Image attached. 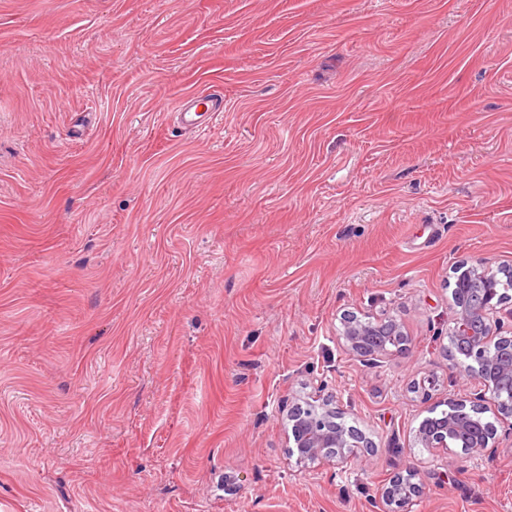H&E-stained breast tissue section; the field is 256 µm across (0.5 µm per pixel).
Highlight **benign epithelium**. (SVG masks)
Returning a JSON list of instances; mask_svg holds the SVG:
<instances>
[{"mask_svg":"<svg viewBox=\"0 0 512 512\" xmlns=\"http://www.w3.org/2000/svg\"><path fill=\"white\" fill-rule=\"evenodd\" d=\"M500 270L481 261L463 270L458 279L494 281ZM455 315L448 335L462 346L458 364L473 381L475 396L484 399L501 395L498 379L512 378V336L500 335L498 314L504 299L487 288L477 298L452 296ZM343 339L346 349L357 356L382 358L390 354L389 343L404 349L410 340L400 322L392 317L375 318L349 313L343 318ZM479 425L466 415L450 414L435 429L419 430L417 440L425 448L449 449L448 438L463 435L469 438L466 451L481 455L493 453L495 430L490 427L476 436ZM288 431L296 449V465L305 467L319 463L344 469L361 458L370 448L366 436L342 421L335 401L318 391L312 392L288 411ZM418 473L407 471L391 481L382 492L384 512H411L414 498L421 493L416 482Z\"/></svg>","mask_w":512,"mask_h":512,"instance_id":"benign-epithelium-1","label":"benign epithelium"}]
</instances>
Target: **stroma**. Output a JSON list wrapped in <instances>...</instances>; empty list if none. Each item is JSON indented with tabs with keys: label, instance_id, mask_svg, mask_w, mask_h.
<instances>
[{
	"label": "stroma",
	"instance_id": "obj_1",
	"mask_svg": "<svg viewBox=\"0 0 512 512\" xmlns=\"http://www.w3.org/2000/svg\"><path fill=\"white\" fill-rule=\"evenodd\" d=\"M478 259L512 266V0H0V512H378L412 468L415 512H512L496 402L494 456L416 440L471 400ZM350 312L409 350L368 365ZM317 386L347 470L291 455ZM213 94L192 96L176 105L179 119L183 126L199 128L208 125L203 120H209L218 115L219 105ZM343 325L345 347L357 356L382 358L392 352L387 343L393 342L396 350L405 349L410 343L401 323L392 317L358 316L352 312L344 316Z\"/></svg>",
	"mask_w": 512,
	"mask_h": 512
}]
</instances>
